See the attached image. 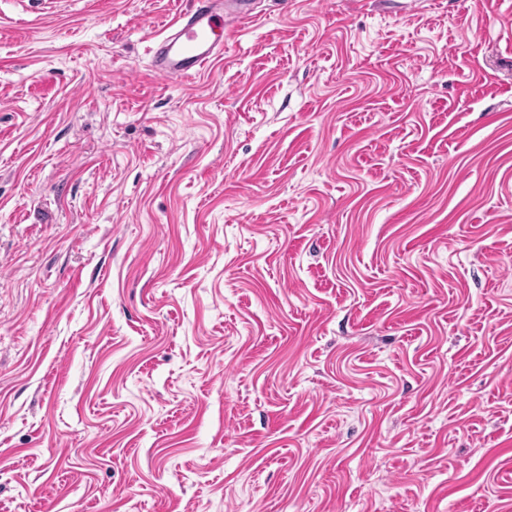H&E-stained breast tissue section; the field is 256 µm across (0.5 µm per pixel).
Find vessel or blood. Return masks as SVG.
<instances>
[{
  "label": "vessel or blood",
  "instance_id": "1",
  "mask_svg": "<svg viewBox=\"0 0 512 512\" xmlns=\"http://www.w3.org/2000/svg\"><path fill=\"white\" fill-rule=\"evenodd\" d=\"M233 26H226L225 15ZM257 18L247 0H193L190 10L178 13L166 35L153 39L151 67L168 78L191 80L205 73L224 55V40Z\"/></svg>",
  "mask_w": 512,
  "mask_h": 512
}]
</instances>
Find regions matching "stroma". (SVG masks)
<instances>
[{
	"instance_id": "obj_1",
	"label": "stroma",
	"mask_w": 512,
	"mask_h": 512,
	"mask_svg": "<svg viewBox=\"0 0 512 512\" xmlns=\"http://www.w3.org/2000/svg\"><path fill=\"white\" fill-rule=\"evenodd\" d=\"M0 0V512H512V0ZM247 0H193V7L178 13L169 23V32L152 37L151 67L168 78L191 80L205 73L224 56V38L241 30L257 18ZM224 12L234 17L227 28Z\"/></svg>"
}]
</instances>
